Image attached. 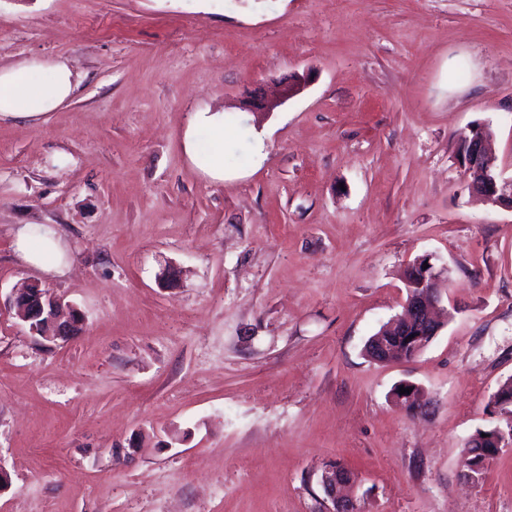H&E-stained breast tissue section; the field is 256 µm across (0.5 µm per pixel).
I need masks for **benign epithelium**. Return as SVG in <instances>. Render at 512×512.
I'll return each mask as SVG.
<instances>
[{
  "instance_id": "7a95c632",
  "label": "benign epithelium",
  "mask_w": 512,
  "mask_h": 512,
  "mask_svg": "<svg viewBox=\"0 0 512 512\" xmlns=\"http://www.w3.org/2000/svg\"><path fill=\"white\" fill-rule=\"evenodd\" d=\"M461 141L464 148L458 161L470 176L471 191L492 205L512 209V182L499 179L496 158L489 149L487 137L483 136L481 129L473 128ZM409 270L411 278L406 281L407 299L402 314L384 327L388 334L381 333L371 338L369 344L371 354L375 357L379 355L387 362L393 360L392 346L401 344L416 357L440 330L435 309L442 302V297L435 291V284L445 268H437L432 263V257L426 255L415 260ZM9 304L16 309L18 317L28 326L31 334L45 339L65 341L82 321L74 307L48 294L37 283L10 297ZM402 387L410 388L412 392L401 394L399 390ZM418 389V385L402 381L393 389V401L408 412L416 413L429 403L427 395L417 393ZM347 482L348 475L343 467L334 462L326 465L319 484L331 503L327 512H356L354 500L341 493V488Z\"/></svg>"
}]
</instances>
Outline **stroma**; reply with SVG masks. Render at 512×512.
Segmentation results:
<instances>
[{
	"mask_svg": "<svg viewBox=\"0 0 512 512\" xmlns=\"http://www.w3.org/2000/svg\"><path fill=\"white\" fill-rule=\"evenodd\" d=\"M28 58L78 88L0 121V295L38 282L83 322L46 341L0 307V512H325L332 462L357 512H512V447L460 476L512 379V210L456 160L482 125L512 181V0H0V67ZM22 224L59 270L18 258ZM425 255L452 316L372 361ZM195 122L209 126L214 132L213 137L217 145L213 149V154L207 166V172L213 176H224L223 151L220 150V143L224 141V123H221L220 117L210 112H198L195 115ZM222 159V160H221ZM15 233L16 250L27 264L50 271L61 264L58 238L46 224H22ZM400 387L412 388V392L410 394H407V393L400 394L399 393ZM419 388H421V387H419L418 385H416L412 382L402 381L393 389V393H392L393 401L397 405L405 408L408 412L416 413V412L422 410L423 408H425L429 403L427 394L422 388L421 389L424 391V394L423 395L416 394V391Z\"/></svg>",
	"mask_w": 512,
	"mask_h": 512,
	"instance_id": "35a3bbf8",
	"label": "stroma"
}]
</instances>
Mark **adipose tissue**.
I'll use <instances>...</instances> for the list:
<instances>
[{
  "instance_id": "ef3b65f1",
  "label": "adipose tissue",
  "mask_w": 512,
  "mask_h": 512,
  "mask_svg": "<svg viewBox=\"0 0 512 512\" xmlns=\"http://www.w3.org/2000/svg\"><path fill=\"white\" fill-rule=\"evenodd\" d=\"M74 90V73L62 60L24 59L0 68V119L40 122L50 112L68 104ZM15 240L16 250L25 263L47 271L60 265L53 227L45 224L20 226Z\"/></svg>"
}]
</instances>
